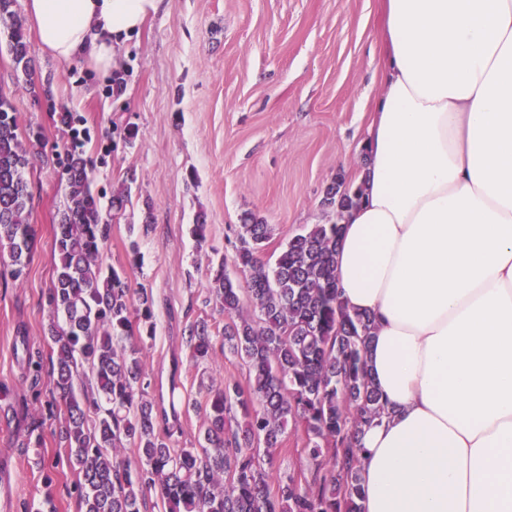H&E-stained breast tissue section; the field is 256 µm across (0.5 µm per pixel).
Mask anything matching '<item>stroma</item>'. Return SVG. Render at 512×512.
Wrapping results in <instances>:
<instances>
[{
  "mask_svg": "<svg viewBox=\"0 0 512 512\" xmlns=\"http://www.w3.org/2000/svg\"><path fill=\"white\" fill-rule=\"evenodd\" d=\"M24 34L33 86L17 77L0 28V87L21 131L40 129L46 146H60L55 112L77 113L90 131L84 150L95 162L94 188L110 193L135 179L130 202L112 214L106 263L153 297L156 337L141 356L156 426L171 431L173 447H197L209 387L247 378L233 354L200 363L188 356L186 325L217 316L206 302V269L232 258L233 229L246 215L270 225L262 254L270 263L304 225L336 223L323 203L326 188L339 177L354 184L366 166L362 129L383 53L379 0H164L105 79L83 62L51 57L32 28ZM107 134L112 153L104 158L99 142ZM27 178L33 260L19 285L0 264V451L18 465L14 512H36L48 496L56 512H77L64 420L50 413L49 380L28 360L32 352L49 356L44 297L64 188L49 158H34ZM200 215L208 224L201 246L190 233ZM173 385L189 401L175 412ZM35 425L42 445L30 448ZM275 463L279 476L310 480L303 423L289 424Z\"/></svg>",
  "mask_w": 512,
  "mask_h": 512,
  "instance_id": "1",
  "label": "stroma"
}]
</instances>
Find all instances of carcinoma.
I'll list each match as a JSON object with an SVG mask.
<instances>
[{"label":"carcinoma","instance_id":"carcinoma-1","mask_svg":"<svg viewBox=\"0 0 512 512\" xmlns=\"http://www.w3.org/2000/svg\"><path fill=\"white\" fill-rule=\"evenodd\" d=\"M14 0H0L15 71H34ZM66 142L55 153L65 185L54 241V276L46 305L51 323L50 383L65 420L69 464L79 475V512H141L153 496L159 512H362L357 434L382 411L366 363L372 319L337 303L334 253L339 223L309 224L288 240L275 263L260 254L269 226L239 225L232 261L249 273L247 287L219 260L209 268L207 302L228 319L199 318L185 329L190 359L215 354L216 336L247 368L246 384L211 387L198 448H175L155 427L140 344L153 339L152 297L132 296L126 273L103 268L112 235L93 191L84 146L88 131L71 112L57 113ZM33 155L22 145L11 100L0 89V259L22 282L32 257ZM361 187L325 202L352 207ZM253 307L240 316L244 302ZM305 424L314 462L312 484L291 477L271 489L275 452L290 422Z\"/></svg>","mask_w":512,"mask_h":512}]
</instances>
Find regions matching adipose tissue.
Here are the masks:
<instances>
[{
	"mask_svg": "<svg viewBox=\"0 0 512 512\" xmlns=\"http://www.w3.org/2000/svg\"><path fill=\"white\" fill-rule=\"evenodd\" d=\"M163 0H27L51 56L112 68ZM382 80L338 297L385 412L363 512H512V0H383Z\"/></svg>",
	"mask_w": 512,
	"mask_h": 512,
	"instance_id": "ef3b65f1",
	"label": "adipose tissue"
}]
</instances>
